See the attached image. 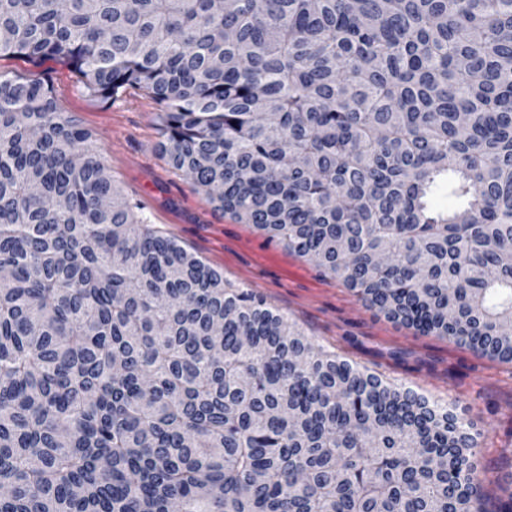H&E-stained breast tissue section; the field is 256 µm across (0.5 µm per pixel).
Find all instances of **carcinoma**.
I'll use <instances>...</instances> for the list:
<instances>
[{
	"mask_svg": "<svg viewBox=\"0 0 512 512\" xmlns=\"http://www.w3.org/2000/svg\"><path fill=\"white\" fill-rule=\"evenodd\" d=\"M0 32L151 98L219 210L512 363V0H0ZM1 269L0 512H487L477 434L153 227L2 72Z\"/></svg>",
	"mask_w": 512,
	"mask_h": 512,
	"instance_id": "cac0c4a2",
	"label": "carcinoma"
}]
</instances>
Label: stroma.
Returning <instances> with one entry per match:
<instances>
[{"label": "stroma", "instance_id": "1", "mask_svg": "<svg viewBox=\"0 0 512 512\" xmlns=\"http://www.w3.org/2000/svg\"><path fill=\"white\" fill-rule=\"evenodd\" d=\"M0 71L44 78L60 111L73 113L94 133L109 173L144 202L151 223L226 281L261 296L340 359L453 407L481 434L477 478L483 493L491 503L502 497L496 478L512 457V364L388 319L315 261L216 209L162 159L156 106L139 91L97 101L57 60L3 57Z\"/></svg>", "mask_w": 512, "mask_h": 512}]
</instances>
